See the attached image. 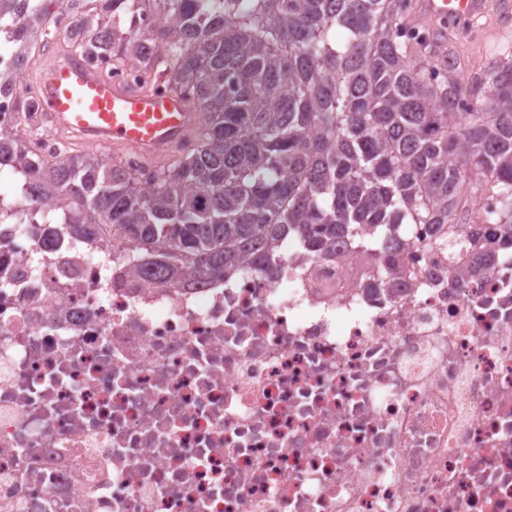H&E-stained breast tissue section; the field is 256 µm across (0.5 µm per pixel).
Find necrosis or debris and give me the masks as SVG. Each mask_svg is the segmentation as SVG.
Wrapping results in <instances>:
<instances>
[{"instance_id":"4bbe7bcc","label":"necrosis or debris","mask_w":512,"mask_h":512,"mask_svg":"<svg viewBox=\"0 0 512 512\" xmlns=\"http://www.w3.org/2000/svg\"><path fill=\"white\" fill-rule=\"evenodd\" d=\"M0 223V512H512V263L294 236L231 276Z\"/></svg>"}]
</instances>
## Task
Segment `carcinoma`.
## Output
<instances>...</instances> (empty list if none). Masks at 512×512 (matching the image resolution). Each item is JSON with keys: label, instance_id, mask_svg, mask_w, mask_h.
<instances>
[{"label": "carcinoma", "instance_id": "obj_1", "mask_svg": "<svg viewBox=\"0 0 512 512\" xmlns=\"http://www.w3.org/2000/svg\"><path fill=\"white\" fill-rule=\"evenodd\" d=\"M0 0V95L30 126L41 101L18 87L63 34L92 70L136 65L185 98L194 148L142 188L122 166L61 152L46 164L7 127L0 170L34 210L67 212L74 240L119 237L138 272L177 285L225 276L295 231L313 252L361 232L446 224L463 182L498 206L480 216L512 246V57L462 82L453 51L408 36L412 0ZM152 19L143 28L140 21ZM480 269L497 264L490 242Z\"/></svg>", "mask_w": 512, "mask_h": 512}]
</instances>
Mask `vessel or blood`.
I'll return each mask as SVG.
<instances>
[{
	"mask_svg": "<svg viewBox=\"0 0 512 512\" xmlns=\"http://www.w3.org/2000/svg\"><path fill=\"white\" fill-rule=\"evenodd\" d=\"M512 16V0H416L415 15L433 23ZM53 126L90 146L119 147L143 159L164 155L198 124L188 103L172 94L137 91L102 77L82 61L50 63L39 76Z\"/></svg>",
	"mask_w": 512,
	"mask_h": 512,
	"instance_id": "obj_1",
	"label": "vessel or blood"
}]
</instances>
